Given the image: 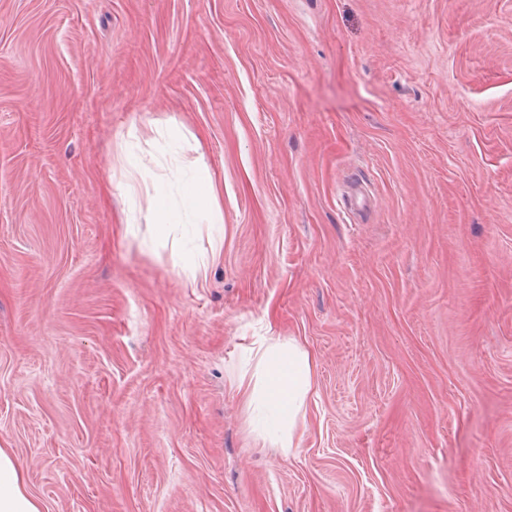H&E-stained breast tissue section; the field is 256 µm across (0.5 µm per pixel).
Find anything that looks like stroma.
Wrapping results in <instances>:
<instances>
[{"label": "stroma", "mask_w": 512, "mask_h": 512, "mask_svg": "<svg viewBox=\"0 0 512 512\" xmlns=\"http://www.w3.org/2000/svg\"><path fill=\"white\" fill-rule=\"evenodd\" d=\"M0 448L44 512H512V0H0ZM193 165L197 168L189 180L185 198L189 205L197 212L213 215L214 197L211 178L208 174L203 173L200 163L194 162ZM153 190L155 201L153 207L154 224L162 233H165L170 225L180 223L179 215L167 206L163 186L155 183ZM255 349L263 350L261 382L269 413L267 418L274 425L273 444L287 454L297 446L295 427L312 387L311 355L297 342L266 344V339H259L244 347L250 353Z\"/></svg>", "instance_id": "35a3bbf8"}]
</instances>
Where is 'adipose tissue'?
<instances>
[{"mask_svg": "<svg viewBox=\"0 0 512 512\" xmlns=\"http://www.w3.org/2000/svg\"><path fill=\"white\" fill-rule=\"evenodd\" d=\"M257 346L262 351L261 384L253 386L242 377L237 390L250 399L257 388H264L268 418L274 425L273 443L287 452L296 445L295 427L312 387V359L296 342L269 344L261 339ZM0 512H43L41 502L29 492L23 472L7 448H0Z\"/></svg>", "mask_w": 512, "mask_h": 512, "instance_id": "obj_1", "label": "adipose tissue"}]
</instances>
